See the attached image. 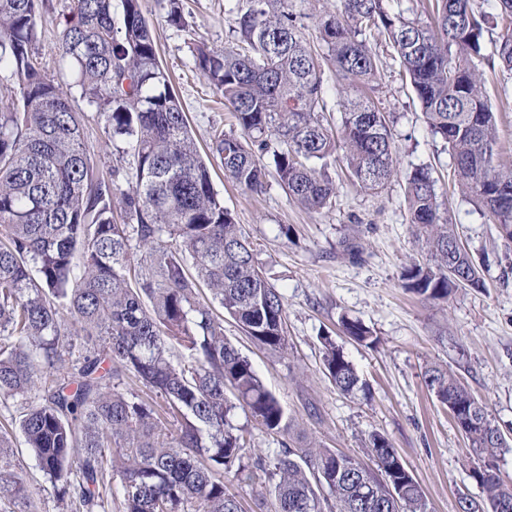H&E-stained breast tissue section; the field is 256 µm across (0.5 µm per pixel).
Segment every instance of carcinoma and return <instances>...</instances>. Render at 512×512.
<instances>
[{"instance_id":"cac0c4a2","label":"carcinoma","mask_w":512,"mask_h":512,"mask_svg":"<svg viewBox=\"0 0 512 512\" xmlns=\"http://www.w3.org/2000/svg\"><path fill=\"white\" fill-rule=\"evenodd\" d=\"M428 2L422 18L404 15L399 0H336L318 11L320 56L292 0H237L234 41L220 51L195 48L198 69L240 129L214 134L225 174L260 192L268 156L295 202L330 209L336 188L326 168L341 149L353 185L382 189L397 169L389 113L363 92L376 83L375 31L452 156L455 183L511 243L503 230L512 227V165L501 157L486 73L512 71V0ZM71 12L61 33L73 77L65 88L34 61L37 0H0V67L18 85L0 107V400L21 402L18 427L40 470L76 512H241L228 475L261 483L273 512H429L378 433L365 448L373 468L316 444L250 457L236 410L269 434L288 431V412L198 293L207 288L247 336L276 353L288 346L286 298L214 190L140 0H72ZM492 26L503 34L489 48ZM327 70L336 78V128L324 124ZM74 87L133 157L131 170L99 175ZM406 184L408 223L431 262L407 265L402 287L430 302L485 287L484 262L455 235L429 169L413 168ZM340 323L356 343L378 342L361 321ZM321 345L336 390H363L342 347L327 335ZM128 375L163 399L164 413L121 389ZM425 384L481 460L472 478L488 512H512V488L495 464L512 446L505 433L451 373L431 368ZM10 447L1 432L0 499L26 504L33 491L5 457ZM367 483L373 490L364 496Z\"/></svg>"}]
</instances>
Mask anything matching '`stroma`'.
Masks as SVG:
<instances>
[{
    "label": "stroma",
    "instance_id": "stroma-1",
    "mask_svg": "<svg viewBox=\"0 0 512 512\" xmlns=\"http://www.w3.org/2000/svg\"><path fill=\"white\" fill-rule=\"evenodd\" d=\"M234 6V0H181L184 23L176 26L167 20V0H141L159 59L203 155L215 129L229 133L237 125L197 68L192 50L200 43L223 49L232 37ZM69 12L70 0H39L34 53L41 67L62 83L71 80L60 45ZM371 45L398 160L397 175L379 193L351 187L342 162L336 161L327 169L336 183L334 207L307 211L276 181L252 193L214 165L215 190L253 241L269 282L288 302L284 354L254 344L229 317L224 334L287 408L295 424L292 439L360 457L369 435L383 434L419 483L430 512H459L462 497L480 496L472 478L479 461L448 410L429 393L425 373L438 367L455 375L487 404L502 431L512 430V249H506L496 225L455 186L453 161L427 126L396 53L381 39H372ZM487 88L498 114L503 155L512 159V74L490 75ZM78 105L84 113L86 148L100 174L128 167V158L107 141L95 107L83 99ZM415 166L431 169L438 201L447 208L461 243L474 258L485 259L484 288H461L440 302L403 288L404 266L426 258L407 221L405 173ZM351 241L359 247L358 256L346 250ZM344 316L370 327L378 344L364 347L343 335ZM323 334L342 346L365 390L345 395L325 377ZM20 412L19 402H0V427L13 442L15 470L35 492L30 510L66 512L15 425Z\"/></svg>",
    "mask_w": 512,
    "mask_h": 512
}]
</instances>
